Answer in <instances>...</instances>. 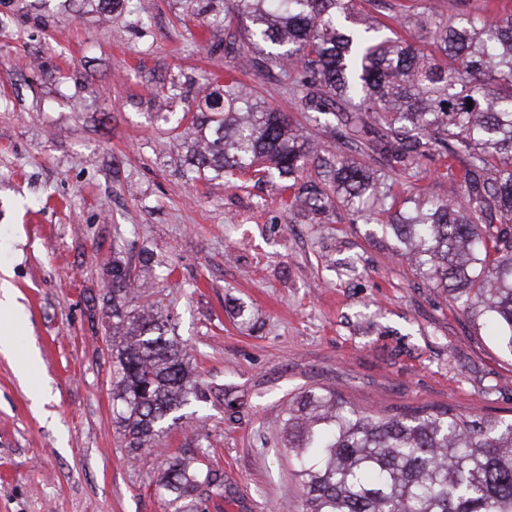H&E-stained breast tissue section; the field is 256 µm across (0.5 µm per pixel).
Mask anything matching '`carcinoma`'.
<instances>
[{"mask_svg":"<svg viewBox=\"0 0 512 512\" xmlns=\"http://www.w3.org/2000/svg\"><path fill=\"white\" fill-rule=\"evenodd\" d=\"M182 2L230 24L250 66L297 72L292 90L306 122L333 139L314 152L285 113L251 101L232 78L192 119L181 117L190 167L226 184L249 173L287 180L291 208L308 215L336 200L354 224L395 211L394 223L380 225L395 252L512 355V10L494 0L477 11L470 0L448 11L435 0ZM383 10L412 39L387 37L373 16ZM435 154L448 160L446 198L401 199L377 168L410 174ZM312 164L317 180L303 178ZM105 272L120 423L131 451L153 448L165 424L211 390L169 318L132 305L143 287L136 268L114 255ZM285 434L305 512H512V421L449 408L383 415L325 389L292 398ZM156 486L174 512L228 493L224 475L195 456L169 461Z\"/></svg>","mask_w":512,"mask_h":512,"instance_id":"cac0c4a2","label":"carcinoma"}]
</instances>
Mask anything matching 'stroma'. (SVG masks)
Returning <instances> with one entry per match:
<instances>
[{
  "label": "stroma",
  "instance_id": "stroma-1",
  "mask_svg": "<svg viewBox=\"0 0 512 512\" xmlns=\"http://www.w3.org/2000/svg\"><path fill=\"white\" fill-rule=\"evenodd\" d=\"M229 30L178 0H131L103 18L63 0H0V512H169L156 478L206 450L233 497L201 512H302L283 445L288 403L330 389L363 409L512 419V355L340 204L313 220L287 181L190 180L176 123L223 84ZM258 101L302 120L278 71L237 72ZM154 262L148 301L169 314L200 381L227 412L132 459L113 400L103 305L113 251ZM32 359L19 376L15 364Z\"/></svg>",
  "mask_w": 512,
  "mask_h": 512
}]
</instances>
